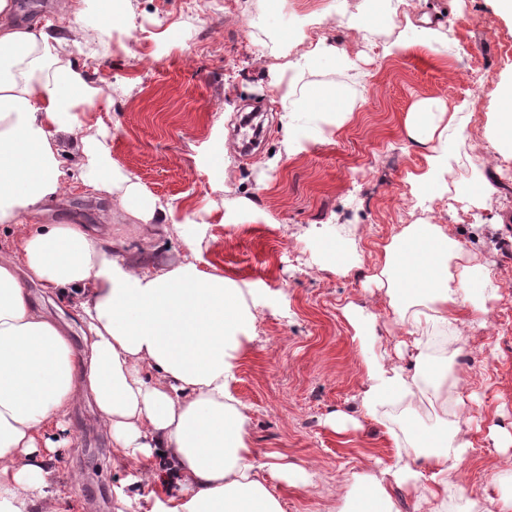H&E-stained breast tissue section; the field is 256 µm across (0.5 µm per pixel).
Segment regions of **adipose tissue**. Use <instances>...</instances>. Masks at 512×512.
I'll return each mask as SVG.
<instances>
[{
    "label": "adipose tissue",
    "mask_w": 512,
    "mask_h": 512,
    "mask_svg": "<svg viewBox=\"0 0 512 512\" xmlns=\"http://www.w3.org/2000/svg\"><path fill=\"white\" fill-rule=\"evenodd\" d=\"M17 0H0V224H21L81 185L97 198L118 197L133 224L168 225L169 208L112 166L106 142L90 134L80 113L103 94L72 60L83 53L85 10H73L65 29L16 18ZM429 19L406 22L383 53L422 47L442 53ZM337 69L352 61L334 40L320 38L288 61L280 97L289 154L318 141L328 118L320 106L338 97L333 86H312V61ZM467 102L431 100L409 113L408 136L425 150V166L409 174L418 205L448 190L454 157L448 150L470 119ZM112 210L92 223L51 224L24 235L17 251L0 254V512H59V492L43 465L58 443L44 440L76 400L89 398L113 448L129 462L162 457L170 469L157 483L164 495L152 512H283L267 474L308 485L311 476L258 458L249 442L246 407L228 382L252 314L241 289L223 274L188 260L133 262L113 255ZM461 245L442 224L402 226L374 263L368 282L383 289L407 339L384 345L374 318L347 305L366 386L361 406L377 418L388 400L413 402L429 389L441 410L428 433L386 436L403 456L363 476L367 491L354 512H391L389 485L411 488L427 512H442L458 493L454 471L474 447L459 412L463 392L449 393V362L434 364L430 339L449 323H484L496 290L472 286L473 269L459 261ZM42 295H34L33 286ZM79 302L82 345L70 323L45 307L49 295Z\"/></svg>",
    "instance_id": "obj_1"
}]
</instances>
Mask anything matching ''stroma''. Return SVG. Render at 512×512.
I'll use <instances>...</instances> for the list:
<instances>
[{"instance_id": "obj_1", "label": "stroma", "mask_w": 512, "mask_h": 512, "mask_svg": "<svg viewBox=\"0 0 512 512\" xmlns=\"http://www.w3.org/2000/svg\"><path fill=\"white\" fill-rule=\"evenodd\" d=\"M327 2L308 34L346 47L357 67L341 71L318 61L305 79L342 87L354 110L290 157L272 83L285 60L272 50L293 39L304 11L269 13L264 0H241V10L258 15L247 35L225 16L221 0H129L123 30L109 37L89 17L83 37L93 54L73 61L103 96L84 120L105 134L114 167L172 205L181 224L177 234L155 224L119 225L115 248L126 258L179 260L190 238L201 269L242 289L256 320L230 385L248 407L251 446L314 473L311 486L279 483L284 512H348L362 490L344 486L346 475L391 461L396 450L385 429L412 419L400 406L378 421L364 415L365 377L343 309L352 303L375 315L384 344L401 340L384 293L366 289V270L402 225H447L465 262L491 271L499 287L488 322L463 328L457 370L460 390L471 396L466 414L474 451L454 476L466 494L450 497L447 512H490L493 502L512 496V478H492L512 463V447H502L497 434L512 433V157L496 155L488 133L493 113L503 108L498 88L512 79V19L497 12L495 0H400L394 14H369L373 33L366 37L339 25L340 0ZM425 13L446 36L447 52L415 47L384 56L383 43L398 36L405 18ZM146 52L155 59L147 75ZM469 70L481 74L479 89L463 80ZM427 99L469 102L472 118L456 144L459 174L470 178L482 155L495 154V166L483 172L491 194L417 206L408 175L424 158L408 140L405 121ZM262 103L268 133L259 154L248 156L239 149L236 119ZM204 148L215 167L201 165ZM102 206L72 190L41 221L82 220ZM353 242L362 268L337 273L334 254ZM336 412L358 429L337 434L327 423ZM45 436L72 441L45 461L62 512H151L149 487L133 481L132 465L112 448L87 402L63 427L47 426ZM118 486L126 495L122 505Z\"/></svg>"}]
</instances>
